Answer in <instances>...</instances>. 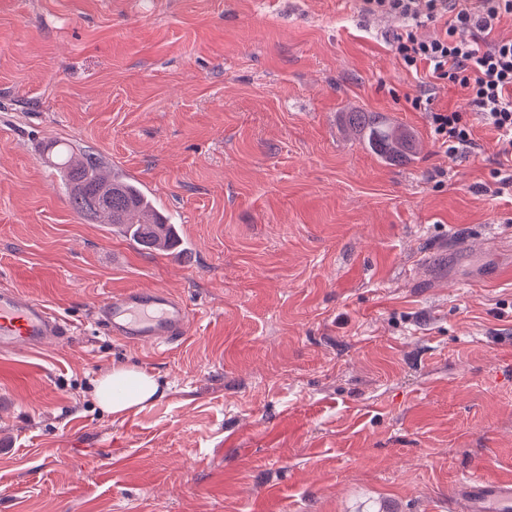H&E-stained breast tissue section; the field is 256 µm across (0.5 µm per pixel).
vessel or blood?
Returning <instances> with one entry per match:
<instances>
[{
	"label": "vessel or blood",
	"mask_w": 512,
	"mask_h": 512,
	"mask_svg": "<svg viewBox=\"0 0 512 512\" xmlns=\"http://www.w3.org/2000/svg\"><path fill=\"white\" fill-rule=\"evenodd\" d=\"M96 313L107 334L126 343H149L165 351L188 333L186 304L160 288L130 289L101 299ZM69 334L45 301L0 289L1 351H32L50 340L64 342ZM456 500L465 512H512V479L472 472L458 485Z\"/></svg>",
	"instance_id": "1"
}]
</instances>
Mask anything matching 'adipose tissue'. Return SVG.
<instances>
[{
	"instance_id": "adipose-tissue-1",
	"label": "adipose tissue",
	"mask_w": 512,
	"mask_h": 512,
	"mask_svg": "<svg viewBox=\"0 0 512 512\" xmlns=\"http://www.w3.org/2000/svg\"><path fill=\"white\" fill-rule=\"evenodd\" d=\"M162 393V386L156 377L126 365L114 367L109 375L96 380L94 385L97 404L116 418L156 399Z\"/></svg>"
}]
</instances>
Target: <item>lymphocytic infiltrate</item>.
<instances>
[{
	"instance_id": "obj_1",
	"label": "lymphocytic infiltrate",
	"mask_w": 512,
	"mask_h": 512,
	"mask_svg": "<svg viewBox=\"0 0 512 512\" xmlns=\"http://www.w3.org/2000/svg\"><path fill=\"white\" fill-rule=\"evenodd\" d=\"M374 18L402 17L406 25L391 36L404 68L427 66L435 79L465 89L474 117L457 111L431 112L435 141L446 154L473 149V123L496 133V172L502 186L512 187V40L491 34L512 0H359Z\"/></svg>"
}]
</instances>
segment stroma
Instances as JSON below:
<instances>
[{"label":"stroma","instance_id":"35a3bbf8","mask_svg":"<svg viewBox=\"0 0 512 512\" xmlns=\"http://www.w3.org/2000/svg\"><path fill=\"white\" fill-rule=\"evenodd\" d=\"M357 0H0V289L66 344L0 353V512H452L512 478V188L495 134L436 143L466 91L405 70ZM419 148L382 163L349 124ZM136 177L188 250L129 244L71 208L50 141ZM164 288L167 351L95 321ZM163 395L113 418L112 367ZM431 126L435 141L449 155H455L460 150L473 149V120L457 111H431ZM351 124L362 135L365 146L386 163H401L415 150L406 132L389 124L378 112H353ZM456 501L467 512H510L512 479L488 477L473 471L458 485Z\"/></svg>","mask_w":512,"mask_h":512}]
</instances>
